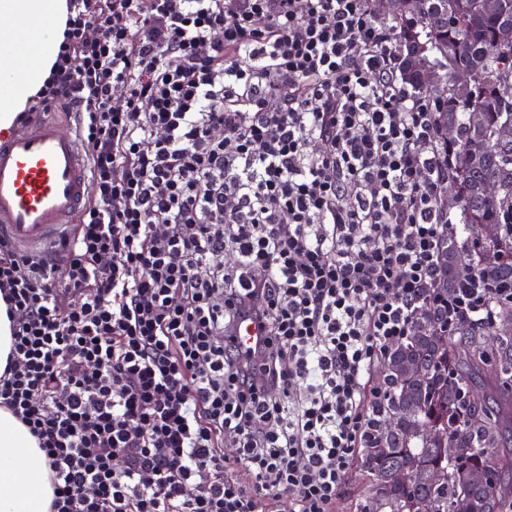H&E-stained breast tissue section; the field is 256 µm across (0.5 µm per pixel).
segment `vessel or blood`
I'll return each instance as SVG.
<instances>
[{
	"instance_id": "obj_1",
	"label": "vessel or blood",
	"mask_w": 512,
	"mask_h": 512,
	"mask_svg": "<svg viewBox=\"0 0 512 512\" xmlns=\"http://www.w3.org/2000/svg\"><path fill=\"white\" fill-rule=\"evenodd\" d=\"M87 193V165L74 132L52 116L0 143V232L27 250L49 249L73 224Z\"/></svg>"
}]
</instances>
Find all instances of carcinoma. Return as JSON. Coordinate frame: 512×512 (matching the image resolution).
<instances>
[{
  "label": "carcinoma",
  "mask_w": 512,
  "mask_h": 512,
  "mask_svg": "<svg viewBox=\"0 0 512 512\" xmlns=\"http://www.w3.org/2000/svg\"><path fill=\"white\" fill-rule=\"evenodd\" d=\"M393 21L400 52L419 35L443 72L437 92L403 67L406 81L436 104L437 130L454 131L446 199L448 218L463 225L464 237L440 245L443 294L440 303L424 305L430 337L412 335L386 350L383 362L419 361L426 376L390 372L379 382L382 395L356 463L363 495L355 506L359 512H512V478L503 476L512 469V331L500 330L504 316H512V136H503L512 130V0H411ZM460 72L476 76L464 93L454 88ZM490 181L499 186L494 197L485 193ZM462 264L474 282L453 272ZM477 286L489 294L490 317L448 326V297ZM442 329L445 347L432 340ZM487 367L495 371L494 396L472 383ZM403 402L428 429L461 441L463 453L450 457L448 445L423 435L382 432L380 424ZM473 471L488 472V479L467 483Z\"/></svg>",
  "instance_id": "obj_1"
}]
</instances>
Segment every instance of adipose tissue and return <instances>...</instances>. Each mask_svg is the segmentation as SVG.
<instances>
[{
	"label": "adipose tissue",
	"mask_w": 512,
	"mask_h": 512,
	"mask_svg": "<svg viewBox=\"0 0 512 512\" xmlns=\"http://www.w3.org/2000/svg\"><path fill=\"white\" fill-rule=\"evenodd\" d=\"M68 0H0V135L51 73ZM45 455L28 429L0 408V512H49Z\"/></svg>",
	"instance_id": "obj_1"
}]
</instances>
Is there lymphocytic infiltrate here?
<instances>
[{"label":"lymphocytic infiltrate","mask_w":512,"mask_h":512,"mask_svg":"<svg viewBox=\"0 0 512 512\" xmlns=\"http://www.w3.org/2000/svg\"><path fill=\"white\" fill-rule=\"evenodd\" d=\"M59 106L79 222L48 254L0 235V407L50 512H336L460 231L396 26L372 0H70L27 112ZM12 339L10 332V320L7 316V306L0 299V373L3 372L7 357L11 349Z\"/></svg>","instance_id":"1"}]
</instances>
